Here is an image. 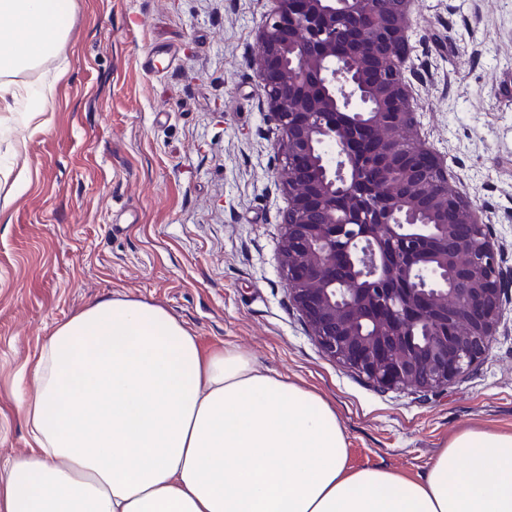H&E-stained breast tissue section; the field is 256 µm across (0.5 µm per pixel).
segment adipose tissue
I'll list each match as a JSON object with an SVG mask.
<instances>
[{
    "label": "adipose tissue",
    "instance_id": "1",
    "mask_svg": "<svg viewBox=\"0 0 512 512\" xmlns=\"http://www.w3.org/2000/svg\"><path fill=\"white\" fill-rule=\"evenodd\" d=\"M71 0H0V112L29 89ZM23 405L31 451L0 471V512H512V433L467 430L423 478L348 463L321 397L206 351L163 308L100 300L54 329Z\"/></svg>",
    "mask_w": 512,
    "mask_h": 512
}]
</instances>
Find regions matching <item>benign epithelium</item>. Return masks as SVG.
I'll list each match as a JSON object with an SVG mask.
<instances>
[{"mask_svg":"<svg viewBox=\"0 0 512 512\" xmlns=\"http://www.w3.org/2000/svg\"><path fill=\"white\" fill-rule=\"evenodd\" d=\"M254 67L279 126L289 293L323 353L382 389L466 376L501 320L477 206L416 136L414 0H272Z\"/></svg>","mask_w":512,"mask_h":512,"instance_id":"1","label":"benign epithelium"}]
</instances>
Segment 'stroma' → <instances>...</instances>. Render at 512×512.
I'll use <instances>...</instances> for the list:
<instances>
[{"instance_id": "obj_1", "label": "stroma", "mask_w": 512, "mask_h": 512, "mask_svg": "<svg viewBox=\"0 0 512 512\" xmlns=\"http://www.w3.org/2000/svg\"><path fill=\"white\" fill-rule=\"evenodd\" d=\"M270 0H73L55 55L11 75L53 91L0 127V462L23 455L28 374L91 303L161 306L336 410L352 467L425 474L460 431L512 432V0H415L416 130L498 249L503 316L478 366L382 390L329 359L289 297L279 131L255 77ZM65 73H58V65ZM26 180L14 187L18 171Z\"/></svg>"}]
</instances>
